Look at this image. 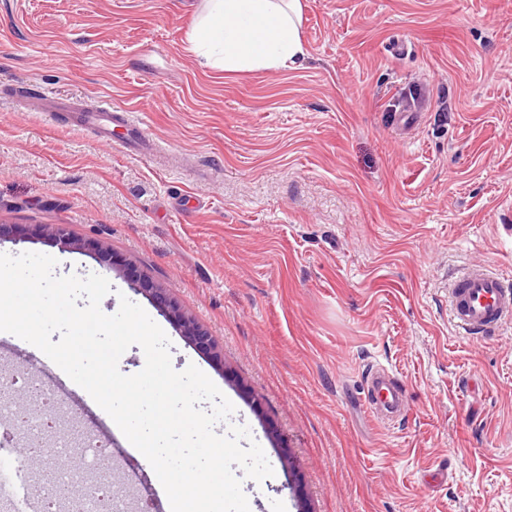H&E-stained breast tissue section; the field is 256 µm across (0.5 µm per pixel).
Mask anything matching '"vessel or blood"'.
I'll return each mask as SVG.
<instances>
[{"mask_svg": "<svg viewBox=\"0 0 512 512\" xmlns=\"http://www.w3.org/2000/svg\"><path fill=\"white\" fill-rule=\"evenodd\" d=\"M80 121L97 129L103 139H111L113 127L125 130L120 144L130 150L141 146L144 123L113 103L102 102L84 112ZM448 305L453 322L465 334L483 333L512 321V281L484 265H472L448 282ZM366 408L385 418L401 415L404 390L398 380L383 368L370 369L363 387Z\"/></svg>", "mask_w": 512, "mask_h": 512, "instance_id": "1", "label": "vessel or blood"}]
</instances>
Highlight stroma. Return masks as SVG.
<instances>
[{"label":"stroma","instance_id":"35a3bbf8","mask_svg":"<svg viewBox=\"0 0 512 512\" xmlns=\"http://www.w3.org/2000/svg\"><path fill=\"white\" fill-rule=\"evenodd\" d=\"M202 0H0V253L107 278L232 402L273 469L249 512H512V322L448 317V281L512 280V0H302V67L224 72L188 35ZM69 100L46 117L36 96ZM109 100L159 152L75 125ZM104 233L113 264L28 239ZM205 329L193 347L129 281ZM406 412L366 409L370 366ZM66 417L130 446L84 396Z\"/></svg>","mask_w":512,"mask_h":512}]
</instances>
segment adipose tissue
Here are the masks:
<instances>
[{
    "instance_id": "1",
    "label": "adipose tissue",
    "mask_w": 512,
    "mask_h": 512,
    "mask_svg": "<svg viewBox=\"0 0 512 512\" xmlns=\"http://www.w3.org/2000/svg\"><path fill=\"white\" fill-rule=\"evenodd\" d=\"M301 0H203L189 42L206 64L224 71H269L300 64Z\"/></svg>"
}]
</instances>
